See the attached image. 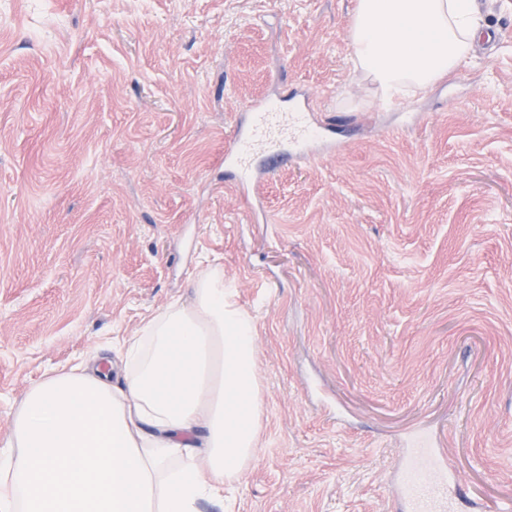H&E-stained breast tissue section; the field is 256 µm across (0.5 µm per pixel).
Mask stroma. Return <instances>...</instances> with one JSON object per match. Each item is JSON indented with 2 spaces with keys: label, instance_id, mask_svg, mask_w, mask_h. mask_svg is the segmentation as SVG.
Segmentation results:
<instances>
[{
  "label": "stroma",
  "instance_id": "stroma-1",
  "mask_svg": "<svg viewBox=\"0 0 512 512\" xmlns=\"http://www.w3.org/2000/svg\"><path fill=\"white\" fill-rule=\"evenodd\" d=\"M357 0H0V449L45 372L107 355L218 259L256 320L258 451L233 512H391L406 435L512 502V0L490 48L389 109ZM337 117L265 219L224 179L280 75Z\"/></svg>",
  "mask_w": 512,
  "mask_h": 512
}]
</instances>
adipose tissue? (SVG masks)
<instances>
[{"label": "adipose tissue", "instance_id": "adipose-tissue-1", "mask_svg": "<svg viewBox=\"0 0 512 512\" xmlns=\"http://www.w3.org/2000/svg\"><path fill=\"white\" fill-rule=\"evenodd\" d=\"M474 0H358L352 59L381 100L422 91L471 57ZM256 326L217 267L189 304L145 319L120 349L23 394L0 455V512H199L254 459L262 418Z\"/></svg>", "mask_w": 512, "mask_h": 512}]
</instances>
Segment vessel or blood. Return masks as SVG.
<instances>
[{"label":"vessel or blood","instance_id":"1","mask_svg":"<svg viewBox=\"0 0 512 512\" xmlns=\"http://www.w3.org/2000/svg\"><path fill=\"white\" fill-rule=\"evenodd\" d=\"M292 147L337 151L324 140L323 127L311 112L310 94L285 86L278 96L250 100L224 144L233 186L260 202L264 175L286 163ZM398 475L397 487L389 491L395 512H466L471 504L446 456L429 440H412Z\"/></svg>","mask_w":512,"mask_h":512}]
</instances>
